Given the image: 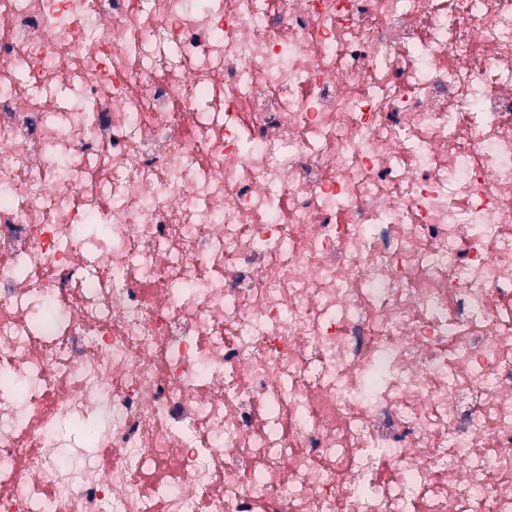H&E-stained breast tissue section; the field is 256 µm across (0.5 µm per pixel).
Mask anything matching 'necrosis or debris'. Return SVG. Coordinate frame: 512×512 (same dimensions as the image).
<instances>
[{"mask_svg":"<svg viewBox=\"0 0 512 512\" xmlns=\"http://www.w3.org/2000/svg\"><path fill=\"white\" fill-rule=\"evenodd\" d=\"M0 374V512H512V0H0Z\"/></svg>","mask_w":512,"mask_h":512,"instance_id":"necrosis-or-debris-1","label":"necrosis or debris"}]
</instances>
